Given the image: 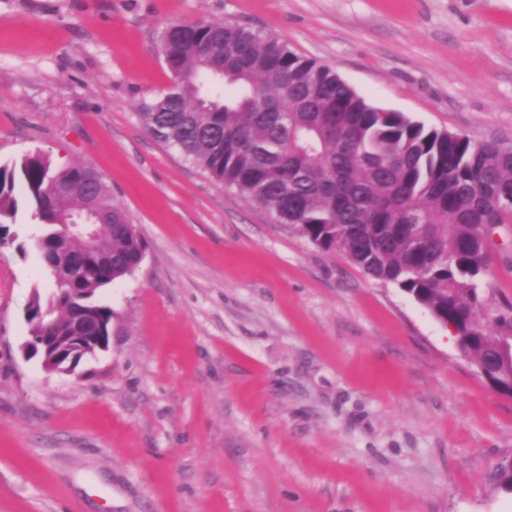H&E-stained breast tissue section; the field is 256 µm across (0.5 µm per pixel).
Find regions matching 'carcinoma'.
<instances>
[{
	"label": "carcinoma",
	"mask_w": 512,
	"mask_h": 512,
	"mask_svg": "<svg viewBox=\"0 0 512 512\" xmlns=\"http://www.w3.org/2000/svg\"><path fill=\"white\" fill-rule=\"evenodd\" d=\"M173 78L142 103L139 119L228 189L335 251L371 278L392 283L438 319L457 325L460 349L502 386L497 349L512 336V303L487 309V243L512 224V148L427 129L401 112L371 106L330 68L277 38L221 21L175 23L161 36ZM39 221L33 245L51 279L25 315L29 335H67L61 288L78 289L100 335L112 306L100 290L140 265L145 243L126 209L87 163L52 166L41 153L0 164V242L13 245L20 209ZM96 250L65 225L101 213ZM56 312L47 325L44 307ZM76 368L78 347L57 342Z\"/></svg>",
	"instance_id": "1"
}]
</instances>
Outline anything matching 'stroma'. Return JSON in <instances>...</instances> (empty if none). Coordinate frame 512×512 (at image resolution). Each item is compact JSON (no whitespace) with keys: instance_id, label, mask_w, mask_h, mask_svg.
Listing matches in <instances>:
<instances>
[{"instance_id":"stroma-1","label":"stroma","mask_w":512,"mask_h":512,"mask_svg":"<svg viewBox=\"0 0 512 512\" xmlns=\"http://www.w3.org/2000/svg\"><path fill=\"white\" fill-rule=\"evenodd\" d=\"M274 36L374 107L512 145V0H0V162L88 163L146 242L107 350L25 360L51 281L0 248V512H512V399L397 286L212 180L139 119L164 28ZM483 284L512 302V224Z\"/></svg>"}]
</instances>
